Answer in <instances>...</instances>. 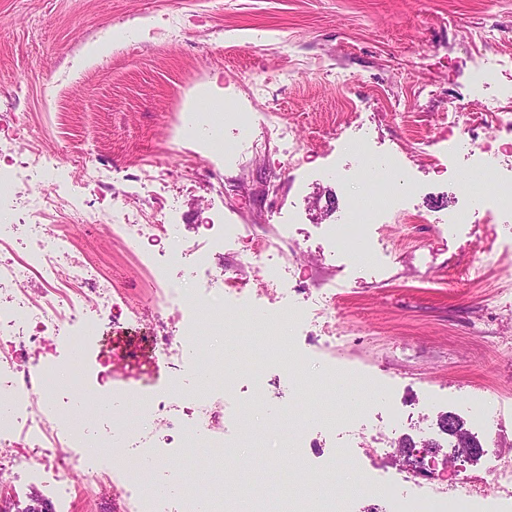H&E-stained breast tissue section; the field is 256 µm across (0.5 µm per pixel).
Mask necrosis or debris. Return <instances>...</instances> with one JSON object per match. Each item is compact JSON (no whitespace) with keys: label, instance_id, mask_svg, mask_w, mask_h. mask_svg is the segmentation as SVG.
<instances>
[{"label":"necrosis or debris","instance_id":"4bbe7bcc","mask_svg":"<svg viewBox=\"0 0 512 512\" xmlns=\"http://www.w3.org/2000/svg\"><path fill=\"white\" fill-rule=\"evenodd\" d=\"M62 163L54 147L34 144L16 161L14 172L0 171V204L14 199L25 210L23 228L0 224V446L25 449L35 467L52 473L58 482L79 475L83 490L100 485L98 449L112 452V471L121 478L113 494L133 497L135 512H224L225 488H232L238 502L258 500L256 489L242 480H229L224 464V413L195 414V403L205 400L211 387L224 383L226 366L241 369L245 352L231 353L199 346L202 328L224 331V307L201 309L203 294L217 289L223 265H211L208 249L188 245L170 234L164 212L151 216L123 207L87 210L69 204L59 194L44 191L37 198L24 196L22 185L58 169ZM366 209L354 212L348 224L335 227L336 239L356 257L365 254L362 237L348 233L349 224H362L395 200L389 179L379 180L369 192ZM80 214L82 222L106 225L120 237L140 264L149 271L159 290L155 318L173 316L181 321L178 334L151 339L152 359H164L176 371L166 397L146 403L142 420L131 427L94 434L98 414L112 401L103 386L109 373L86 380V347L101 333L103 311L116 307L111 282L104 279L99 259L81 247L71 224L59 223L65 211ZM168 245L155 255L160 239ZM184 267L192 280L189 288L173 287L171 267ZM51 336L64 345L62 359H49L39 368L36 382H29L28 368L17 356L25 340ZM67 371L71 403H56L60 371ZM180 457L199 460L200 473L168 468V446ZM340 460L330 454L320 465L297 461V474L278 482L281 512H350L352 503L324 491L335 477ZM493 483L512 487V467L493 465L478 479H453L447 490L418 487L404 491L403 479L381 484L383 498L395 512H512L489 498L483 487Z\"/></svg>","mask_w":512,"mask_h":512}]
</instances>
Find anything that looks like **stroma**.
<instances>
[{
	"mask_svg": "<svg viewBox=\"0 0 512 512\" xmlns=\"http://www.w3.org/2000/svg\"><path fill=\"white\" fill-rule=\"evenodd\" d=\"M133 30L129 40L89 65L87 45ZM512 58V0H0V123L11 139L0 150L24 153L35 136H50L63 161L90 153L106 166L103 195L150 214L167 212L174 231L200 241L206 218L239 225L218 260L232 278L225 330L250 347L256 311L279 314L283 303L304 312L288 330L306 370L345 372L360 416L347 413L319 387L273 368L235 380L241 398L261 411L228 424L240 434L229 455L245 480L263 488L276 512V460L335 449L358 458L357 472L332 482L361 499L363 512H389L377 484L395 477L400 440H432L424 484L443 476L482 474L512 465V216H497L493 187L475 162L449 157L450 140L504 139L496 121L512 112V68L478 86L476 66ZM224 89L251 127L225 124L234 156L208 151L177 131L194 98L211 83ZM463 111L449 127L448 108ZM396 158L403 169L395 204L363 224L365 258L334 247L329 227L367 205L370 159ZM467 165L482 197L481 217L452 224L465 209L456 169ZM108 247L104 272L139 320L121 316L88 351L100 370L118 353L112 385L127 395L121 426L136 419L139 399L164 394L170 373L147 363L149 338L164 327L149 308L155 290L138 260L99 225L83 235ZM497 265L482 267L487 250ZM286 265L287 301L264 291L252 254ZM336 295L330 331L311 296ZM336 419L335 433L319 426ZM458 417L479 451L450 460L443 415ZM261 430L264 447L245 442ZM50 512H129L107 491L76 498L36 471L20 448L0 447V506L24 512L31 498Z\"/></svg>",
	"mask_w": 512,
	"mask_h": 512,
	"instance_id": "35a3bbf8",
	"label": "stroma"
}]
</instances>
